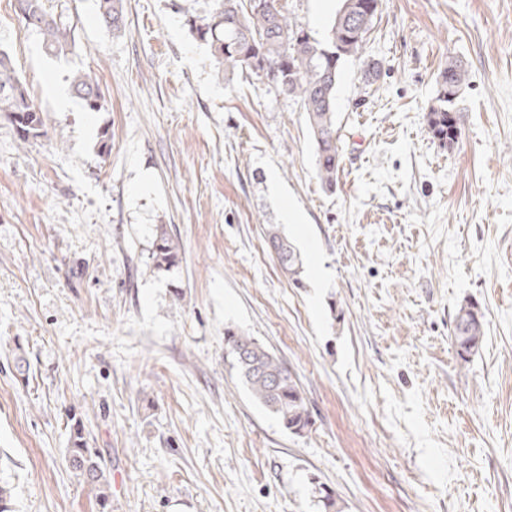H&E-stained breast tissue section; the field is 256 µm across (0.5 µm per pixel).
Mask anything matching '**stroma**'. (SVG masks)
Segmentation results:
<instances>
[{
  "mask_svg": "<svg viewBox=\"0 0 512 512\" xmlns=\"http://www.w3.org/2000/svg\"><path fill=\"white\" fill-rule=\"evenodd\" d=\"M340 5L286 0L319 39ZM46 7L75 27L67 54L0 0V50L46 116L26 145L0 118V478L15 512H325V488L338 512H512V0H382L341 64L330 193L300 103L219 78L190 33L213 0H124L112 35L96 0ZM452 57L468 76L448 151L426 115ZM78 70L106 111L74 96ZM272 224L301 286L265 243ZM161 225L180 246L171 273L147 266ZM465 302L485 329L466 364ZM228 327L296 374L306 433L252 400ZM74 416L107 506L66 466ZM265 242L277 256L282 271L288 274L289 279L299 284L300 275L303 272L302 259L288 238L281 234L277 225H269L265 233ZM483 314L478 305L468 302L457 310L454 320V345L458 358L467 363L484 341Z\"/></svg>",
  "mask_w": 512,
  "mask_h": 512,
  "instance_id": "obj_1",
  "label": "stroma"
}]
</instances>
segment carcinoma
Listing matches in <instances>:
<instances>
[{"instance_id":"carcinoma-1","label":"carcinoma","mask_w":512,"mask_h":512,"mask_svg":"<svg viewBox=\"0 0 512 512\" xmlns=\"http://www.w3.org/2000/svg\"><path fill=\"white\" fill-rule=\"evenodd\" d=\"M326 37L318 40L291 21L281 0H215L204 16L188 19L191 34L209 47L218 63V74L249 73L265 79L276 92L303 104L316 151V175L328 191L336 187L340 154L335 124V93L343 59L364 51L367 34L381 0H341ZM21 22L41 35L45 49L59 55L75 43L72 28L57 20L44 0H17ZM98 17L107 33L124 24L123 0H97ZM467 80L460 60H450L436 77V106L427 114L432 138L443 149L452 148L460 136L462 116L456 100ZM71 90L92 112L106 111L107 101L91 73L78 72ZM0 117L15 128L21 143L44 134L46 119L41 107L23 87L8 53L0 50ZM268 248L275 253L282 271L300 283V254L279 228L271 224L265 233ZM149 267L168 272L179 264L178 247L166 228L157 229ZM454 345L458 358L467 363L484 341L483 314L468 302L459 307L454 320ZM224 342L231 367L252 400L274 415L284 428L302 434L310 426V413L297 378L285 363L255 338L232 328L224 329ZM67 468L94 486L101 506L109 501L110 483L98 453L88 448L85 427L72 426Z\"/></svg>"}]
</instances>
